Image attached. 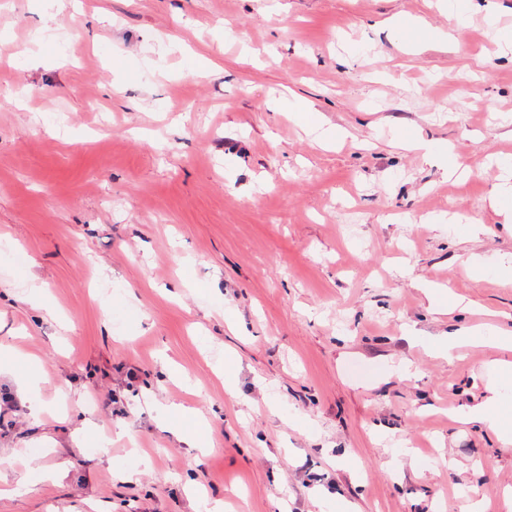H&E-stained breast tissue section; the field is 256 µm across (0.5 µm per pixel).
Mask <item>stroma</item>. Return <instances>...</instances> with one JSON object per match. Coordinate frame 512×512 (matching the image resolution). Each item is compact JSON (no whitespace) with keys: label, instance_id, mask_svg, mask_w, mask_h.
Listing matches in <instances>:
<instances>
[{"label":"stroma","instance_id":"obj_1","mask_svg":"<svg viewBox=\"0 0 512 512\" xmlns=\"http://www.w3.org/2000/svg\"><path fill=\"white\" fill-rule=\"evenodd\" d=\"M510 31L512 0H0V364L35 377L0 380V512H506L512 446L459 416L512 360ZM474 340V334L459 331L456 334L444 336L435 342L430 351L438 356L453 358Z\"/></svg>","mask_w":512,"mask_h":512}]
</instances>
